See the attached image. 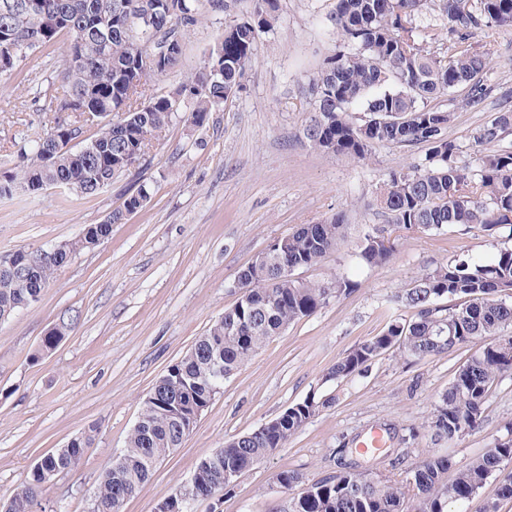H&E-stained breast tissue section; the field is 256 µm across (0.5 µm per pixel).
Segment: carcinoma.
<instances>
[{
    "label": "carcinoma",
    "mask_w": 512,
    "mask_h": 512,
    "mask_svg": "<svg viewBox=\"0 0 512 512\" xmlns=\"http://www.w3.org/2000/svg\"><path fill=\"white\" fill-rule=\"evenodd\" d=\"M437 6L448 35L460 40L482 27L512 28V0H336L332 22L352 51L330 56L311 80L315 108L304 128L309 146L319 152L367 160L390 144L429 147L430 165H416L390 174L377 201L392 224L424 232L478 228L494 237L512 222V152L497 150L502 134L512 128V111L501 112L477 129V167L457 165L458 146L446 135L453 112L428 102L458 88V104L484 101L488 87L483 74L489 58L467 50L436 56L411 39L419 14ZM224 0H41L37 10L26 0H0V60L8 76L41 46L67 36L60 84L44 74L29 79L33 99L45 100L55 114L53 125L17 144L19 169L0 178V197L16 188L30 195L59 185L82 199L130 171L173 117L183 115L193 126L204 125L210 113L236 96L254 56L260 32L276 21L277 0H253L242 18L224 31L204 55L198 70L174 92L149 94V82L176 67L183 36L201 23L209 9ZM155 15V31L127 24L140 14ZM173 41L169 50L160 47ZM49 84L51 90L44 89ZM98 133L83 152L57 149L65 136L81 137L88 123ZM455 195H448V190ZM150 199L144 187L100 224L84 226L79 238L14 252L16 264L35 258L27 280L0 268V318L37 303L57 271L79 250L96 246L125 214ZM344 219L300 224L288 234L286 251L271 244L264 260L243 267L237 275L240 296L224 310L204 336L154 384L147 395L125 447L97 482L90 512H123L125 502L149 480L156 465L182 443L196 411L205 409L224 386V379L245 367L274 336L308 317L334 298L350 292L346 278L327 282L296 279L293 272L322 263L345 240ZM393 246L386 229L372 225L359 245V261L370 267L388 264ZM456 301L452 307L443 299ZM399 300L415 309L407 320L396 318L384 331L350 348L327 368V381L352 378L392 348L415 360L440 356L477 341L482 345L454 372L448 390L436 400L431 428L453 441L481 427L484 404L499 377L512 374V249L489 261L472 258L442 264L424 274ZM60 320L43 339L37 359L52 350L70 330ZM325 403L309 396L288 407L272 422L224 443V475L208 465L196 466L194 482L179 487L183 499L163 502L168 512H193L191 500L212 487L228 492L245 471L283 447ZM91 436L79 435L43 456L9 497L11 512H32L47 486L44 472L67 474L78 469ZM512 462V428L507 436L465 466L452 482L444 475L449 456L427 451L402 483L382 481L354 468H344L305 484L298 473L282 471L276 481L288 492L284 512H463L472 496L492 487L485 512H497L499 501L512 500V476L496 480Z\"/></svg>",
    "instance_id": "cac0c4a2"
}]
</instances>
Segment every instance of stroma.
<instances>
[{
  "label": "stroma",
  "mask_w": 512,
  "mask_h": 512,
  "mask_svg": "<svg viewBox=\"0 0 512 512\" xmlns=\"http://www.w3.org/2000/svg\"><path fill=\"white\" fill-rule=\"evenodd\" d=\"M251 7L250 0H233L230 10L210 13L191 28L179 65L154 79L151 93L178 88L225 24ZM333 8L334 0H278L277 20L256 41L243 90L204 126L173 119L140 167L97 195L79 200L51 189L0 198L1 257L74 240L138 187L150 193L149 202L113 225L108 238L74 254L35 306L0 323V497L38 459L92 429L95 440L82 465L56 476L42 499L45 512L59 505L65 512H90L92 491L124 448L142 399L236 303L239 270L296 225L338 214L349 226L345 244L297 275L344 277L351 291L290 325L225 379L194 430L157 464L124 512H155L225 440L258 429L312 395L330 399V406L244 472L222 503L199 501L196 512H281L286 494L277 473L295 471L311 483L336 471L340 458L383 480L402 479L431 448L458 468L505 435L512 424L510 375L493 384L478 431L450 443L430 428L433 405L471 355L468 347L424 360L393 349L353 378L322 379L349 348L382 332L389 318L412 317V309L395 299L424 273L463 255L488 260L512 248L504 231L495 237L475 229L427 233L388 223L376 201L378 188L389 172L424 162L426 145L382 146L365 161L308 146L303 125L314 108L310 82L323 60L344 47L330 21ZM416 25L438 30L436 39L423 42L434 55L461 48L490 59L484 75L489 96L479 106L453 109L448 129L458 146L457 164L475 166V129L512 109V99L500 97L502 87L512 88V29L484 27L460 42L444 34L438 13L423 14ZM63 50L60 41L41 47L0 82V177L19 164L15 142L53 118L32 103L27 75L36 64L57 75ZM372 224L386 226L396 245L382 267L353 258ZM63 317L73 319L72 330L40 353L44 336ZM375 431L386 441L383 452L359 455L360 443ZM398 455L403 463L392 466Z\"/></svg>",
  "instance_id": "35a3bbf8"
}]
</instances>
